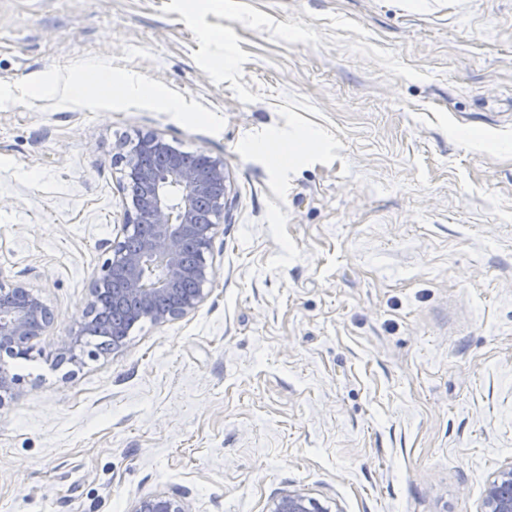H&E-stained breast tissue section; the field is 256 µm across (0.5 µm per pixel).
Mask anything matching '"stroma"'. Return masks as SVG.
I'll return each mask as SVG.
<instances>
[{
  "label": "stroma",
  "mask_w": 512,
  "mask_h": 512,
  "mask_svg": "<svg viewBox=\"0 0 512 512\" xmlns=\"http://www.w3.org/2000/svg\"><path fill=\"white\" fill-rule=\"evenodd\" d=\"M37 83L0 102V275L56 321L9 362L0 512H481L512 461V0H0V94ZM141 133L224 162L208 298L57 363ZM268 512H330V508L301 489L288 490L267 506ZM130 512H191L179 493L159 492L138 499Z\"/></svg>",
  "instance_id": "stroma-1"
}]
</instances>
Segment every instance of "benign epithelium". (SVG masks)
Wrapping results in <instances>:
<instances>
[{"instance_id": "obj_1", "label": "benign epithelium", "mask_w": 512, "mask_h": 512, "mask_svg": "<svg viewBox=\"0 0 512 512\" xmlns=\"http://www.w3.org/2000/svg\"><path fill=\"white\" fill-rule=\"evenodd\" d=\"M120 187L136 182L139 194L131 197L126 220L93 282L85 314L73 321L71 331L56 348L60 363L80 364L85 339L96 336L101 307L111 297L112 307L136 303L135 323L161 325L195 312L207 299L212 266L210 252L217 225L199 218V207L211 214L224 210V162L206 158L205 165H187L185 152L157 134L138 138L135 147L120 154ZM55 316L41 293L20 282L0 279V402L15 391L19 378L9 371L4 357L26 358L54 323ZM130 512H190L178 493L159 492L138 499ZM267 512H330V508L301 489L272 500ZM482 512H512V461L488 481Z\"/></svg>"}]
</instances>
